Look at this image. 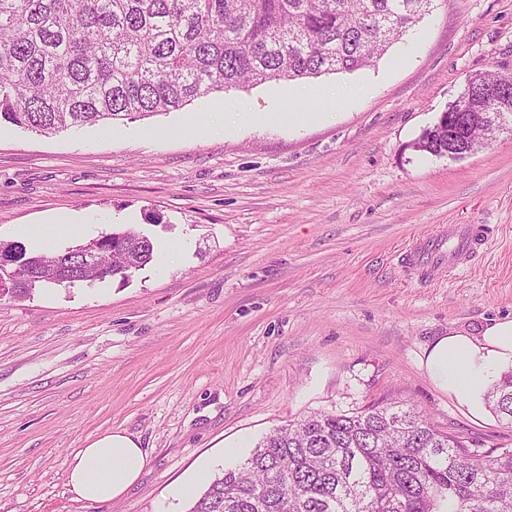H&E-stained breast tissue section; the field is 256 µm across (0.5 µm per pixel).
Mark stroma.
<instances>
[{"mask_svg":"<svg viewBox=\"0 0 512 512\" xmlns=\"http://www.w3.org/2000/svg\"><path fill=\"white\" fill-rule=\"evenodd\" d=\"M512 73V0H435L374 66L271 81L111 129L0 126V241L72 214L190 249L129 281L0 298V512H188L175 486L235 467L314 412L406 400L485 453L512 428L473 415L420 366L448 329L512 315V126L460 159L416 150L469 74ZM353 87L336 117L288 130L175 131L233 104ZM451 224L491 234L464 268L407 275L399 255ZM122 430L149 464L116 501L76 500L67 459ZM235 456L225 457L228 447Z\"/></svg>","mask_w":512,"mask_h":512,"instance_id":"1","label":"stroma"}]
</instances>
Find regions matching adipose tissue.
Listing matches in <instances>:
<instances>
[{"instance_id": "ef3b65f1", "label": "adipose tissue", "mask_w": 512, "mask_h": 512, "mask_svg": "<svg viewBox=\"0 0 512 512\" xmlns=\"http://www.w3.org/2000/svg\"><path fill=\"white\" fill-rule=\"evenodd\" d=\"M421 366L438 390L481 414L488 390L512 370V316L473 333L448 330L427 347ZM148 462L147 452L127 433L92 435L68 460V486L75 499L108 503L137 482Z\"/></svg>"}]
</instances>
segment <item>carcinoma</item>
Segmentation results:
<instances>
[{
	"instance_id": "obj_1",
	"label": "carcinoma",
	"mask_w": 512,
	"mask_h": 512,
	"mask_svg": "<svg viewBox=\"0 0 512 512\" xmlns=\"http://www.w3.org/2000/svg\"><path fill=\"white\" fill-rule=\"evenodd\" d=\"M433 0H0V124L55 134L177 110L214 92L351 73L381 59ZM448 103L417 148L470 151L512 116V84L484 73ZM99 268L125 281L154 259L136 228L103 233ZM94 239L59 253L19 242L8 291L96 283L78 271ZM512 427V372L487 393ZM188 512H512V448L479 453L402 404L314 413L274 429L215 476Z\"/></svg>"
}]
</instances>
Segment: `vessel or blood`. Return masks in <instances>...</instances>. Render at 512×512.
<instances>
[{
	"mask_svg": "<svg viewBox=\"0 0 512 512\" xmlns=\"http://www.w3.org/2000/svg\"><path fill=\"white\" fill-rule=\"evenodd\" d=\"M489 236L484 224H453L447 232L427 236L404 258L407 269L430 272L463 263Z\"/></svg>",
	"mask_w": 512,
	"mask_h": 512,
	"instance_id": "1",
	"label": "vessel or blood"
}]
</instances>
